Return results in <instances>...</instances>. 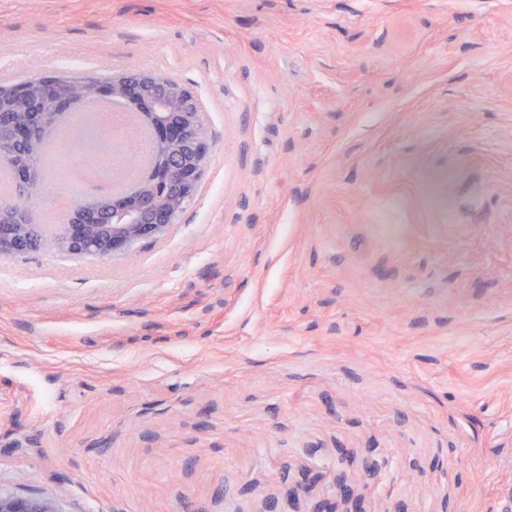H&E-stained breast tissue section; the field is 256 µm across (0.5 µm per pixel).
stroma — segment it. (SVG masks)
Returning <instances> with one entry per match:
<instances>
[{
	"label": "stroma",
	"mask_w": 512,
	"mask_h": 512,
	"mask_svg": "<svg viewBox=\"0 0 512 512\" xmlns=\"http://www.w3.org/2000/svg\"><path fill=\"white\" fill-rule=\"evenodd\" d=\"M131 71L208 166L130 255L0 254V494L501 512L512 0H0V83ZM338 500L348 505L346 512H362V498L345 482L336 485V498L323 500L319 512H337Z\"/></svg>",
	"instance_id": "35a3bbf8"
}]
</instances>
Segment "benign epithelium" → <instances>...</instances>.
<instances>
[{
  "mask_svg": "<svg viewBox=\"0 0 512 512\" xmlns=\"http://www.w3.org/2000/svg\"><path fill=\"white\" fill-rule=\"evenodd\" d=\"M21 93L38 112L31 124L0 111V162L15 177V199L0 210V254L33 250L44 237V226L27 222V202L42 181L35 179L32 164L14 162L17 147L33 136L44 139L63 113L91 100L120 99L137 109L152 130V157L132 191L81 201L67 223L54 226L60 250L101 260L126 255L136 242L163 234L193 200L208 164V147L198 100L188 89L157 73L92 78L80 89L55 76L35 75L23 85H1L0 105ZM340 501L348 505L346 512H362V498L345 482L336 485V498L323 500L320 512H337ZM0 512L55 510L48 498L0 494Z\"/></svg>",
  "mask_w": 512,
  "mask_h": 512,
  "instance_id": "7a95c632",
  "label": "benign epithelium"
}]
</instances>
